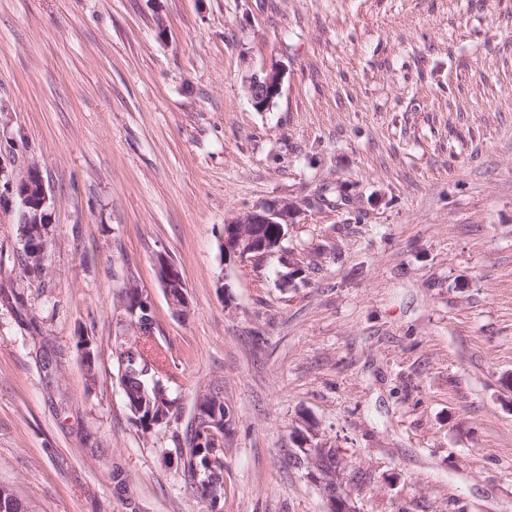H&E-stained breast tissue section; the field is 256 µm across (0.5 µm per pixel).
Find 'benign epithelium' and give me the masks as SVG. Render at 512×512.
Instances as JSON below:
<instances>
[{
    "instance_id": "7a95c632",
    "label": "benign epithelium",
    "mask_w": 512,
    "mask_h": 512,
    "mask_svg": "<svg viewBox=\"0 0 512 512\" xmlns=\"http://www.w3.org/2000/svg\"><path fill=\"white\" fill-rule=\"evenodd\" d=\"M282 73L279 68L271 66L245 77L244 87L251 105L258 111H266L279 95ZM35 168H29L18 174H10L5 170L0 160V205L17 207L19 231L18 239L21 248L30 251V240L22 228L27 224L40 223V211L53 203L43 179H38L37 200H32L30 192L21 190V186L29 183L30 173ZM300 214V206L291 200H280L272 203H261L245 214L226 222L224 225V262L227 265L259 262L284 252L283 242L288 238L290 230L296 224ZM265 224L278 225L277 234L266 236L262 232ZM155 269L158 281L164 290L172 310L179 316L190 312L187 285L179 267L169 258L166 252L159 251L155 256ZM120 310L125 312L120 322L132 335H140V317L137 307L129 302H121ZM299 461L308 474L317 479L320 487L326 485L339 486L343 474L342 466L327 472L320 468L319 460L326 457L329 449L307 437L300 444ZM328 506V512H357V509L340 492L323 495Z\"/></svg>"
}]
</instances>
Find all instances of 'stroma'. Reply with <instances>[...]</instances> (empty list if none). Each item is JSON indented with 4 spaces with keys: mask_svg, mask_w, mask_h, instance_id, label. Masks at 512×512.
Listing matches in <instances>:
<instances>
[{
    "mask_svg": "<svg viewBox=\"0 0 512 512\" xmlns=\"http://www.w3.org/2000/svg\"><path fill=\"white\" fill-rule=\"evenodd\" d=\"M0 162L54 200L33 283L0 208V484L29 512H201L170 451L214 382L223 512H325L303 418L358 512H512V0H0ZM282 199L286 254L225 268V222ZM130 280L180 402L147 440L112 356ZM282 73L276 66L262 69L245 77L244 87L251 105L258 111H266L279 95ZM155 269L158 281L172 310L178 316L185 317L188 315L190 303L186 291L187 285L179 267L169 258L165 251H159L155 256Z\"/></svg>",
    "mask_w": 512,
    "mask_h": 512,
    "instance_id": "stroma-1",
    "label": "stroma"
}]
</instances>
